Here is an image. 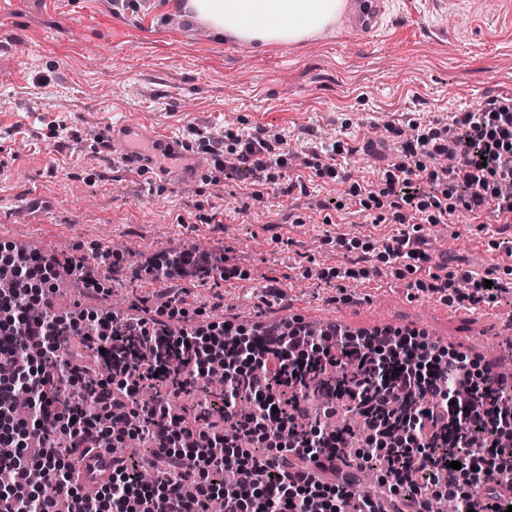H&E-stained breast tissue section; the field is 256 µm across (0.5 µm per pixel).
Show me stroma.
<instances>
[{"label":"stroma","instance_id":"obj_1","mask_svg":"<svg viewBox=\"0 0 512 512\" xmlns=\"http://www.w3.org/2000/svg\"><path fill=\"white\" fill-rule=\"evenodd\" d=\"M511 94L512 0H383L366 39L342 21L326 36L260 49L217 36L180 0L134 11L122 0H0V241L61 259L108 247L131 262L176 245L222 250L239 278L189 285L191 305L218 295L236 322L339 316L360 331L417 328L483 366H512V293L445 316L441 294L413 286L424 270L379 256L403 225L372 223L353 194L395 162L389 126ZM120 120L163 126L200 153L202 132L286 135L284 174L308 192L286 196L266 177L210 165L186 184L129 169L98 142ZM327 131L344 148L333 182L306 165ZM422 234L431 268L512 282V228L490 212ZM364 252L369 262L356 263ZM346 269L352 277L337 279ZM268 276L281 298L265 292ZM160 288L116 278L89 304H130Z\"/></svg>","mask_w":512,"mask_h":512}]
</instances>
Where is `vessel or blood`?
I'll use <instances>...</instances> for the list:
<instances>
[{"mask_svg": "<svg viewBox=\"0 0 512 512\" xmlns=\"http://www.w3.org/2000/svg\"><path fill=\"white\" fill-rule=\"evenodd\" d=\"M381 12V0H350L348 25L351 35L362 38L373 34ZM102 138L111 145L113 152L121 154L124 162L139 170L148 166H162L171 156H180L178 166L168 169L169 177L178 181L193 179L202 169L200 154L186 148L162 128H150L132 121H118L104 130ZM111 455L97 450L86 456L83 463L82 484L92 490L106 483L112 475Z\"/></svg>", "mask_w": 512, "mask_h": 512, "instance_id": "vessel-or-blood-1", "label": "vessel or blood"}]
</instances>
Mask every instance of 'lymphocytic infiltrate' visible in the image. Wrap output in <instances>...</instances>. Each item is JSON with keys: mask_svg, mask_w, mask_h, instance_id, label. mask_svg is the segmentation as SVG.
<instances>
[{"mask_svg": "<svg viewBox=\"0 0 512 512\" xmlns=\"http://www.w3.org/2000/svg\"><path fill=\"white\" fill-rule=\"evenodd\" d=\"M413 129L367 201L387 203L396 224L412 213L451 224L486 209L512 224V97ZM206 143L220 171L266 175L286 164L284 137L261 128L229 147L219 135ZM120 271L163 282L165 303L57 307L61 275L98 292L102 276ZM238 276L224 254L198 246L140 268L108 248L61 260L1 242L0 277L14 288L0 295V512H432L443 498L461 512L512 506L500 491L512 485V445L498 427L511 382L407 327L195 320L184 280ZM415 286L455 289L471 308L508 289L475 272L458 281L433 272ZM217 373L224 388L208 407L185 403ZM349 413L360 433L347 445L328 423ZM103 437L115 449L112 476L89 491L78 476ZM132 439L145 455L121 454ZM366 468L376 493L356 488ZM146 469L155 479L145 486Z\"/></svg>", "mask_w": 512, "mask_h": 512, "instance_id": "lymphocytic-infiltrate-1", "label": "lymphocytic infiltrate"}]
</instances>
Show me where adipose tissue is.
<instances>
[{
	"instance_id": "obj_1",
	"label": "adipose tissue",
	"mask_w": 512,
	"mask_h": 512,
	"mask_svg": "<svg viewBox=\"0 0 512 512\" xmlns=\"http://www.w3.org/2000/svg\"><path fill=\"white\" fill-rule=\"evenodd\" d=\"M212 32L247 46L298 44L334 27L344 0H187Z\"/></svg>"
}]
</instances>
